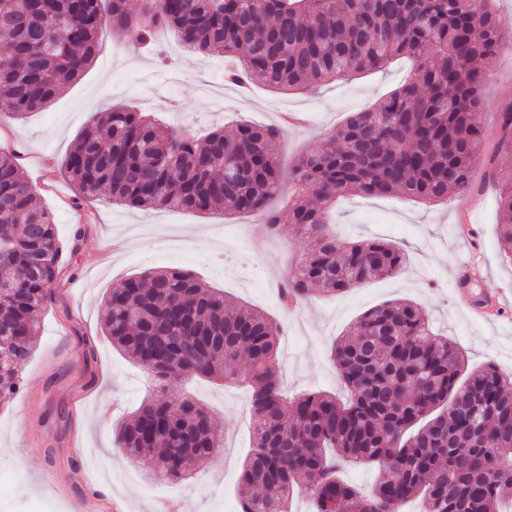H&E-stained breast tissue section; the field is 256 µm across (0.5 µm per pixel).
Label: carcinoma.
Segmentation results:
<instances>
[{"label":"carcinoma","instance_id":"cac0c4a2","mask_svg":"<svg viewBox=\"0 0 512 512\" xmlns=\"http://www.w3.org/2000/svg\"><path fill=\"white\" fill-rule=\"evenodd\" d=\"M489 0H0V111L20 119L49 105L63 79L79 78L107 28L143 48L174 28L186 50L221 52L227 79L276 90L315 91L392 58L408 57L405 82L354 113L300 156L288 175L270 150L280 131L239 122L207 136L117 104L97 113L62 162L86 199L102 188L134 208L209 212L220 206L265 215L283 181L297 235L314 241L282 286V300L339 296L396 277L407 253L378 238L341 239L336 199L402 195L428 203L473 188L481 159L479 118L487 69L505 49ZM499 139L485 162L499 196L503 253L512 256V105L497 115ZM62 252L52 213L0 150V398L20 389L51 298ZM113 345L147 368L162 390L202 376L251 390V449L242 464L243 512H288L306 494L311 512H491L512 501V380L493 365L468 369L463 352L433 331L419 304L403 299L366 310L338 337L331 359L347 399L324 392L283 395L278 344L283 325L237 304L188 270L149 272L112 288L101 307ZM249 369L239 378L234 365ZM135 459L149 449L151 476L178 481L220 456L207 409L186 397L142 404L115 428ZM376 465L361 492L340 476L346 463Z\"/></svg>","mask_w":512,"mask_h":512}]
</instances>
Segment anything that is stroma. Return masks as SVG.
<instances>
[{"mask_svg":"<svg viewBox=\"0 0 512 512\" xmlns=\"http://www.w3.org/2000/svg\"><path fill=\"white\" fill-rule=\"evenodd\" d=\"M158 46L172 60L163 67L154 51L134 47L112 30L85 74L63 81L43 111L20 120L0 114V149L15 152L20 171L53 213L63 244L62 270L44 309L32 356L19 369L21 388L0 403V512H27L29 498L50 501L55 512H76L86 492L110 485L96 512H235L238 479L249 444L251 391L196 379L160 391L146 369L128 360L104 336L100 309L121 280L165 268L191 270L230 298L276 317L284 335L279 369L289 395L308 391L341 394L329 349L369 308L394 299L421 305L433 327L465 353L469 368L494 363L512 377V260L498 246V197L480 190L425 205L401 196H348L337 201L338 235L382 237L404 247L408 264L399 276L379 278L331 299L305 300L283 314L280 292L292 265L312 243L282 221L278 235L261 233L259 216L221 209L207 212L142 210L116 206L108 192L80 200L61 163L95 113L126 103L162 117L173 129L190 125L199 134L235 122L287 124L272 143L283 169L312 148L321 135L351 113L373 107L401 85L408 59L386 69L317 91L287 93L257 85L224 84L222 55L183 50L173 30ZM158 49V50H159ZM480 148L490 156L498 140L497 113L512 102V51L488 69ZM476 265L480 277L457 287L459 266ZM494 296L499 315H470L474 296ZM191 395L203 402L221 431L224 453L190 479L150 478L114 440L116 425L149 400Z\"/></svg>","mask_w":512,"mask_h":512,"instance_id":"obj_1","label":"stroma"}]
</instances>
